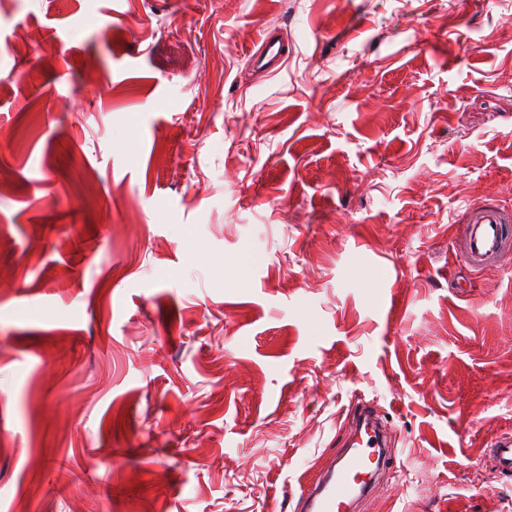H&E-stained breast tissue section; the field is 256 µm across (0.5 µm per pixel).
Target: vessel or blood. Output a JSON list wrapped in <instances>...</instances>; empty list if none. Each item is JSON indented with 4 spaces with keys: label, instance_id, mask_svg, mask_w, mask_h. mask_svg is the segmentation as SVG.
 Returning <instances> with one entry per match:
<instances>
[{
    "label": "vessel or blood",
    "instance_id": "obj_1",
    "mask_svg": "<svg viewBox=\"0 0 512 512\" xmlns=\"http://www.w3.org/2000/svg\"><path fill=\"white\" fill-rule=\"evenodd\" d=\"M288 57V42L275 32H267L251 60L259 69L277 72ZM462 233L453 241L455 250L468 267L481 271L512 258V212L485 201L469 206ZM362 431L349 452L337 460L322 484L305 498L306 512H347L353 495L372 493L376 481L371 461L376 449L386 447L387 433L374 421L369 410H361L357 418ZM493 461L497 472L512 475V433L497 436L493 443Z\"/></svg>",
    "mask_w": 512,
    "mask_h": 512
}]
</instances>
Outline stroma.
Segmentation results:
<instances>
[{
    "instance_id": "1",
    "label": "stroma",
    "mask_w": 512,
    "mask_h": 512,
    "mask_svg": "<svg viewBox=\"0 0 512 512\" xmlns=\"http://www.w3.org/2000/svg\"><path fill=\"white\" fill-rule=\"evenodd\" d=\"M291 41L251 80L263 30ZM512 0H6L0 512H512ZM467 224L453 241V247L468 267L481 271L496 266L512 256L511 210L485 201L469 206ZM372 422L371 428L361 432L364 426ZM355 440L349 452L336 461L324 479L305 497L307 512H345L354 494L360 498L376 489V481L371 468L376 448H387V433L372 413L362 409L357 418ZM493 461L497 472L504 476L512 475V433L497 436L491 443Z\"/></svg>"
}]
</instances>
